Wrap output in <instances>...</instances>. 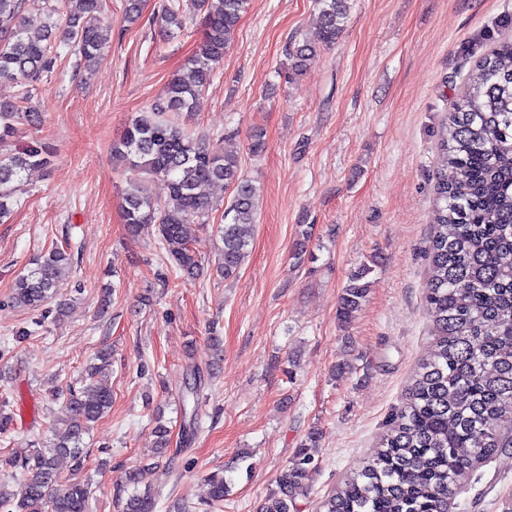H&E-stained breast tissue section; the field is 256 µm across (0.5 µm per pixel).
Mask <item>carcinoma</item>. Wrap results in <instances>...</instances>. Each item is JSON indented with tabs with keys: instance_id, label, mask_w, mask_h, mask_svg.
<instances>
[{
	"instance_id": "carcinoma-1",
	"label": "carcinoma",
	"mask_w": 512,
	"mask_h": 512,
	"mask_svg": "<svg viewBox=\"0 0 512 512\" xmlns=\"http://www.w3.org/2000/svg\"><path fill=\"white\" fill-rule=\"evenodd\" d=\"M350 0H315L320 24L312 35L289 40L288 77L303 74L320 49L336 43L349 16ZM62 27L41 20L35 0H0V80L33 85L53 70L61 42L92 71L112 33L106 0H61ZM249 0H189L164 3L152 18L167 37L184 30L189 14H203L187 75L174 76L153 100L150 112L134 116L122 138L112 142V159L131 173L123 189L128 231L152 230L175 271L195 279L204 267L193 249L192 222L207 225L213 205L203 187L222 182L232 198L217 224L220 245L215 273L238 275L248 254L249 229L256 221L258 188L241 175L239 157L194 134L176 121L190 112L223 61ZM466 98L443 124L437 176V208L431 240V267L425 302L433 325L434 348L420 364L402 405L387 422L379 447L364 465L323 503L324 512H449L461 481L479 464L512 448V42L485 55L468 76ZM39 113L12 99H0V220L22 190L26 172L49 163L43 144L33 140L12 149L17 124L36 126ZM167 183L169 200L160 204L148 189ZM66 251L55 247L17 280L11 300L38 308L53 298L56 283L71 268ZM364 273L351 277L341 297L342 322L355 318L366 296ZM111 353L104 350L87 369V383L71 390L53 441L12 459L20 484L16 493L0 484L4 512H89V484L64 477L60 458L72 472L85 468L82 436L112 405L101 382ZM191 382L179 397L197 398L202 371L193 365ZM156 458L166 456L172 431L156 418ZM314 458L299 453L279 475L277 488L261 512H290L307 494ZM130 471L117 487L121 512H153L147 492ZM200 504L224 501V475L205 479Z\"/></svg>"
}]
</instances>
